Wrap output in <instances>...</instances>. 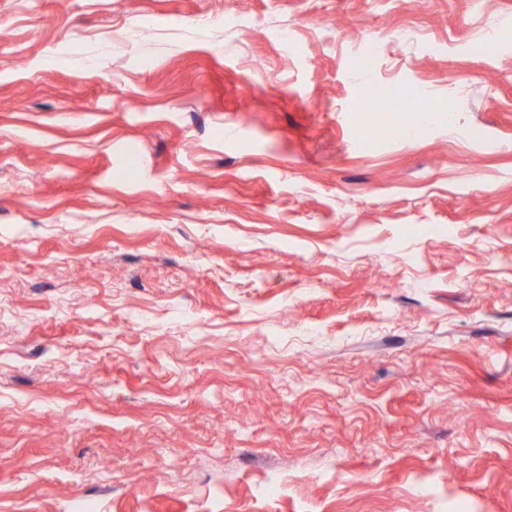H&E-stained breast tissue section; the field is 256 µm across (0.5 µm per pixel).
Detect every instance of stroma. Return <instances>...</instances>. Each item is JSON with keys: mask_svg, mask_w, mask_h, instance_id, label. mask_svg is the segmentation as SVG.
Listing matches in <instances>:
<instances>
[{"mask_svg": "<svg viewBox=\"0 0 512 512\" xmlns=\"http://www.w3.org/2000/svg\"><path fill=\"white\" fill-rule=\"evenodd\" d=\"M86 507L512 512V0H0V512Z\"/></svg>", "mask_w": 512, "mask_h": 512, "instance_id": "obj_1", "label": "stroma"}]
</instances>
